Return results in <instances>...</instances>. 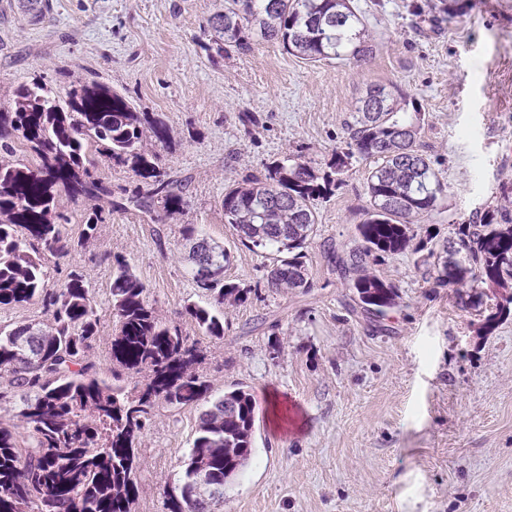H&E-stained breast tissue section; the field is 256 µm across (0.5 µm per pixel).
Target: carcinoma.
<instances>
[{
  "instance_id": "obj_1",
  "label": "carcinoma",
  "mask_w": 512,
  "mask_h": 512,
  "mask_svg": "<svg viewBox=\"0 0 512 512\" xmlns=\"http://www.w3.org/2000/svg\"><path fill=\"white\" fill-rule=\"evenodd\" d=\"M473 8L474 0H442L436 21ZM206 24L208 49L218 57L247 54L266 41L305 60L361 66L376 49L353 0H224ZM427 118L387 86L370 85L344 120L345 146L332 150L325 167L287 155L224 189V223L242 245L288 253L267 268L268 287L283 293L310 287L306 248L317 236V202L334 195L362 161L369 169L364 218L356 225L360 245L345 254L330 246L327 258L363 311L383 316L398 305L395 285L375 266L410 249L416 267L436 269V284L477 289L458 299L481 317L486 332L512 314V292L505 293L512 289L511 191L468 222H448L445 241L414 243L413 225L442 213L449 191L420 143ZM167 140L162 113L139 112L98 83L75 88L62 101L37 79L21 82L13 111L0 112V309L32 303L45 316L0 325V400L20 393L16 413L0 415V512H134L139 440L161 407H202L192 447L179 460V494L166 498V512H216L224 484L251 458L255 397L242 387L212 396L205 377L192 370L196 346L150 305L146 285L126 261L112 267L109 381L92 360L99 310L88 280L71 270L60 287L49 285L46 255L84 246L103 214H112V188L92 177L90 153L102 151L152 182L153 189L128 198L139 211L152 214L157 202L170 218L183 211L184 184L164 178L148 148ZM22 142L38 167L17 158ZM62 196L95 202L75 243ZM183 235L196 282L219 305L244 300L247 291L224 281L231 252L195 236L190 224ZM204 263L210 268L203 277ZM185 314L201 335L224 339V311L190 302ZM126 373L146 378L144 387Z\"/></svg>"
}]
</instances>
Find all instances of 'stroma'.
<instances>
[{
	"label": "stroma",
	"instance_id": "35a3bbf8",
	"mask_svg": "<svg viewBox=\"0 0 512 512\" xmlns=\"http://www.w3.org/2000/svg\"><path fill=\"white\" fill-rule=\"evenodd\" d=\"M440 0H354L376 37L371 62H312L261 42L212 57L203 25L213 0H49L32 21L21 0H0V110L36 78L58 96L97 81L141 112L163 113L170 145L157 165L183 180L182 214L153 222L128 206L146 187L92 154L91 170L119 209L85 247L49 256L50 283L80 269L101 306L93 356L112 373L115 322L106 305L115 260H126L148 300L202 355L214 395L250 389L260 413L248 464L224 490V512H512V316L493 333L414 267L411 252L378 271L397 288L385 317L356 312L325 246L348 252L366 205L364 163L318 205L308 248L311 286L268 288V252L243 246L224 222L229 181L288 154L313 162L343 146V122L372 84L395 87L429 115L421 142L450 186L447 213L415 225L448 236V221L496 205L512 186V0H479L435 25ZM249 123H242L241 115ZM230 249L225 280L246 289L224 306V337L199 335L184 314L208 304L187 262L184 225ZM199 408H165L140 438L136 512H164L178 487Z\"/></svg>",
	"mask_w": 512,
	"mask_h": 512
}]
</instances>
